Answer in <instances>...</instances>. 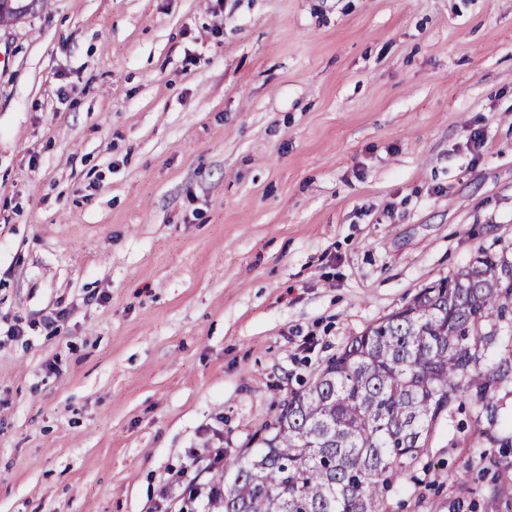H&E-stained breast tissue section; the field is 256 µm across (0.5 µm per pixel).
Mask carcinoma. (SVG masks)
I'll list each match as a JSON object with an SVG mask.
<instances>
[{
    "label": "carcinoma",
    "mask_w": 512,
    "mask_h": 512,
    "mask_svg": "<svg viewBox=\"0 0 512 512\" xmlns=\"http://www.w3.org/2000/svg\"><path fill=\"white\" fill-rule=\"evenodd\" d=\"M30 3L0 0V21ZM512 262L482 253L412 302L354 337L324 369L291 391L258 448L224 465L213 512H380L459 398L495 406L512 359L493 362L503 321L512 322ZM512 464L493 477L512 509Z\"/></svg>",
    "instance_id": "cac0c4a2"
}]
</instances>
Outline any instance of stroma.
Listing matches in <instances>:
<instances>
[{
    "instance_id": "1",
    "label": "stroma",
    "mask_w": 512,
    "mask_h": 512,
    "mask_svg": "<svg viewBox=\"0 0 512 512\" xmlns=\"http://www.w3.org/2000/svg\"><path fill=\"white\" fill-rule=\"evenodd\" d=\"M484 251L512 0H36L0 25V512H201L215 449ZM475 417L382 512H502Z\"/></svg>"
}]
</instances>
